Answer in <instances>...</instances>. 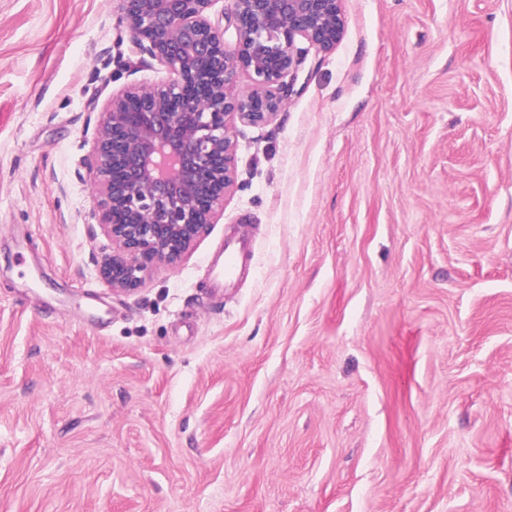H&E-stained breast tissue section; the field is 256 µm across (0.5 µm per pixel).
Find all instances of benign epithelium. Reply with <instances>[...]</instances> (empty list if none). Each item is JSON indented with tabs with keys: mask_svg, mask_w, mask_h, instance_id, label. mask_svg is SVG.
Listing matches in <instances>:
<instances>
[{
	"mask_svg": "<svg viewBox=\"0 0 512 512\" xmlns=\"http://www.w3.org/2000/svg\"><path fill=\"white\" fill-rule=\"evenodd\" d=\"M115 2L141 52L168 74L113 92L94 142V217L113 245L100 275L131 294L182 261L223 213L236 180L234 120L271 123L281 89L309 51L336 48L345 17L342 0H231L215 22L214 0Z\"/></svg>",
	"mask_w": 512,
	"mask_h": 512,
	"instance_id": "1",
	"label": "benign epithelium"
}]
</instances>
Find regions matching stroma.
I'll use <instances>...</instances> for the list:
<instances>
[{
	"label": "stroma",
	"mask_w": 512,
	"mask_h": 512,
	"mask_svg": "<svg viewBox=\"0 0 512 512\" xmlns=\"http://www.w3.org/2000/svg\"><path fill=\"white\" fill-rule=\"evenodd\" d=\"M342 9L217 223L116 295L96 128L167 72L113 0H0V512H512V0ZM252 253L253 239L247 227L224 239V243L209 260L213 287H233L248 273Z\"/></svg>",
	"instance_id": "35a3bbf8"
}]
</instances>
